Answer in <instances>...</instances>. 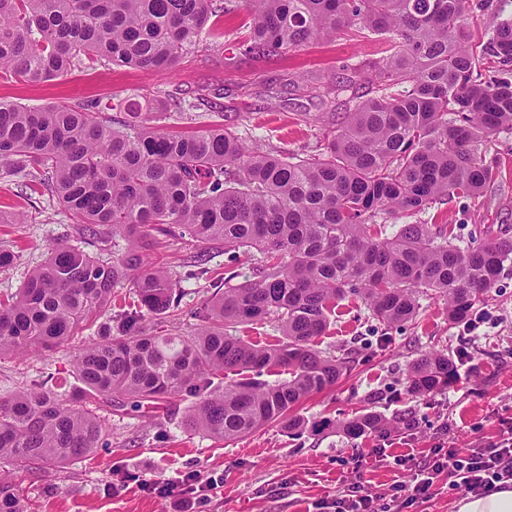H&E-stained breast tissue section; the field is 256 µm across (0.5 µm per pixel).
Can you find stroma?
<instances>
[{
	"mask_svg": "<svg viewBox=\"0 0 512 512\" xmlns=\"http://www.w3.org/2000/svg\"><path fill=\"white\" fill-rule=\"evenodd\" d=\"M247 21L242 11L225 16L216 32H203L198 48L168 73L111 63L80 65L40 85L0 80V101L41 108L140 101L169 93L180 98L184 109L161 113L163 130L223 124L247 143L302 157L322 144L325 126L318 119L319 98L293 87V79L317 70L333 80L344 76L346 67L391 52L388 40L371 35L314 42L275 56L243 57L236 46L247 33ZM485 156L495 177L480 197L453 199L417 214V221L441 227L461 246L486 230L512 237V134L494 137ZM14 211L26 212L28 221L0 224V246L18 254L16 264L0 272L2 298L21 287L53 243H85L57 197L45 187L30 193L22 175L0 177V212ZM202 251L208 255V277L185 278ZM151 259L180 281L183 311L175 321L185 332L194 324L190 310L212 296L215 282L227 276L238 284L254 280L260 265L259 254L231 262L223 248L205 250L188 239L164 240ZM480 309L491 323L467 333L462 324L449 322L444 300L435 296H421L416 318L401 327L373 320L361 302L342 301L318 345L338 355L353 352L354 362L334 386L296 408L305 422L302 431H288L276 422L231 442L217 440L185 428L191 401L181 397L157 408L118 414L105 410L101 416L108 449L47 476L15 474L16 488L27 512H171L164 498L143 490V483L178 482L193 474L219 481L208 493L204 512H313L316 503L333 498L353 478L368 493L387 492L392 484L410 480L407 470L393 464L394 456H420L439 445L463 451L480 440L495 441L503 420L512 418V268L501 272ZM432 350L454 360L458 379L446 389L413 396L406 388L409 365ZM47 378L66 393L78 388L70 352L57 350L44 358L0 355V397ZM370 411L395 420L387 439H354L343 432L344 422ZM403 414L412 416L414 429L398 423ZM378 446L385 448L387 460L370 458ZM361 455L368 461L357 473L353 459Z\"/></svg>",
	"mask_w": 512,
	"mask_h": 512,
	"instance_id": "obj_1",
	"label": "stroma"
}]
</instances>
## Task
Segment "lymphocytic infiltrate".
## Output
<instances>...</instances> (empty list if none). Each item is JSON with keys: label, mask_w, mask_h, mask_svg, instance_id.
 <instances>
[{"label": "lymphocytic infiltrate", "mask_w": 512, "mask_h": 512, "mask_svg": "<svg viewBox=\"0 0 512 512\" xmlns=\"http://www.w3.org/2000/svg\"><path fill=\"white\" fill-rule=\"evenodd\" d=\"M411 481L395 483L387 496L364 493L359 481L343 485L332 499L319 502L320 512H406L416 501L430 499L441 473L454 474L460 486L480 496L512 482V422L496 441H480L466 452L436 448L422 457H409Z\"/></svg>", "instance_id": "obj_1"}]
</instances>
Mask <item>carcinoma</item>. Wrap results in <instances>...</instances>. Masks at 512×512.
<instances>
[{"label":"carcinoma","mask_w":512,"mask_h":512,"mask_svg":"<svg viewBox=\"0 0 512 512\" xmlns=\"http://www.w3.org/2000/svg\"><path fill=\"white\" fill-rule=\"evenodd\" d=\"M472 0H0V77L43 84L77 64L102 60L170 71L218 13L246 11L243 55H273L305 44L377 35L392 42L378 62L362 61L372 96L353 98L344 121L306 157L247 146L216 125L170 133L154 114L182 102L148 98L89 112L81 106L28 108L0 102V167L48 184L97 246L64 241L0 299V354L73 350L83 393L44 385L0 398V461L15 470H59L103 445L94 406L114 410L195 399L189 430L233 441L269 422L302 428L292 415L333 386L353 353L326 355L324 335L338 302L358 298L379 321L402 326L418 298L448 304L462 322L485 301L512 239L466 247L432 224H402L389 237L382 216L415 215L441 201L478 197L491 179L485 147L512 132V17L493 16L472 43ZM123 110L116 122L106 112ZM178 235L226 254L265 256L253 282L224 279L185 334L163 323L181 292L164 266L148 264L162 237ZM127 246L119 248L117 240ZM133 288L112 310L114 289ZM108 314L92 343L82 325ZM275 317L283 340L249 343L224 332ZM288 374L271 383L265 376ZM447 355L427 352L407 374L413 395L449 387ZM375 412L343 425L354 438L387 428ZM0 512H25L11 479L0 477Z\"/></svg>","instance_id":"obj_1"}]
</instances>
